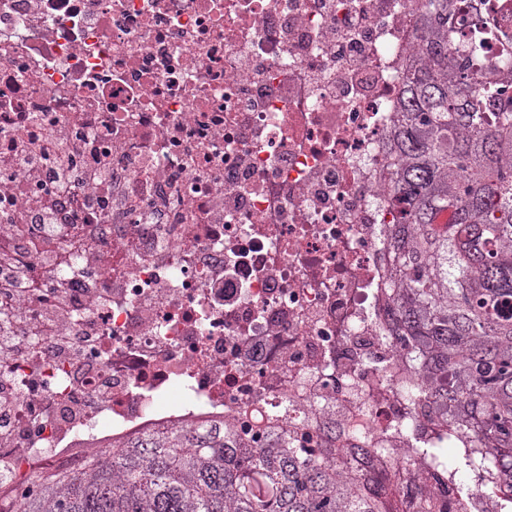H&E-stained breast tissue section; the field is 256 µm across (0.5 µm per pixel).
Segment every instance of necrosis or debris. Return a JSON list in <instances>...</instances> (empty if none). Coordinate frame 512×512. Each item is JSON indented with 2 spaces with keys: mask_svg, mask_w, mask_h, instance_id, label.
<instances>
[{
  "mask_svg": "<svg viewBox=\"0 0 512 512\" xmlns=\"http://www.w3.org/2000/svg\"><path fill=\"white\" fill-rule=\"evenodd\" d=\"M420 49L410 0H0V128L112 171L79 187L111 223L27 240L37 286L0 307V512L185 420L332 417L389 470L429 438L387 323L388 146Z\"/></svg>",
  "mask_w": 512,
  "mask_h": 512,
  "instance_id": "1",
  "label": "necrosis or debris"
}]
</instances>
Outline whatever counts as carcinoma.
<instances>
[{
	"label": "carcinoma",
	"instance_id": "1",
	"mask_svg": "<svg viewBox=\"0 0 512 512\" xmlns=\"http://www.w3.org/2000/svg\"><path fill=\"white\" fill-rule=\"evenodd\" d=\"M411 2L425 50L407 67L391 139V333L445 418L416 449L438 490L420 512H439L465 478L490 482L512 512V0ZM445 210L454 222L436 223ZM112 447L106 464L40 473L22 512L402 510L372 449L333 422L263 436L190 424Z\"/></svg>",
	"mask_w": 512,
	"mask_h": 512
}]
</instances>
